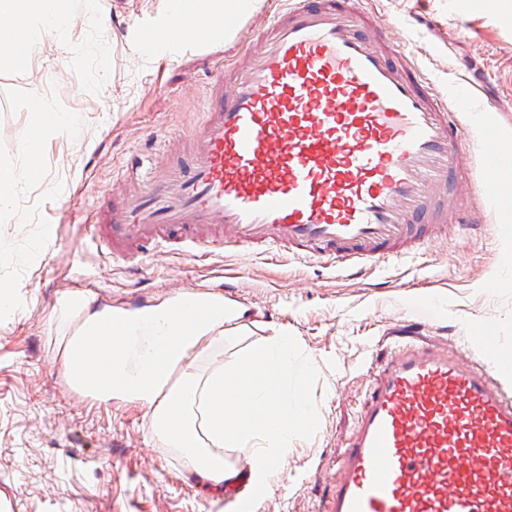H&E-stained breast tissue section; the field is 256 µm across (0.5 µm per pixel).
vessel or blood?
Instances as JSON below:
<instances>
[{"mask_svg":"<svg viewBox=\"0 0 512 512\" xmlns=\"http://www.w3.org/2000/svg\"><path fill=\"white\" fill-rule=\"evenodd\" d=\"M182 21L144 37L223 42L231 22ZM363 0H288L251 34L243 61L219 69L184 150L132 165L140 191L90 232L98 252L139 272L162 251L192 260L214 249L272 250L340 270L433 246L478 224L459 120L494 123L467 78L433 89L412 53ZM512 147L482 158L488 194ZM423 323L393 347L338 462L327 512H512V375L491 366L494 328L461 345L424 344ZM263 485L236 497L256 512Z\"/></svg>","mask_w":512,"mask_h":512,"instance_id":"obj_1","label":"vessel or blood"}]
</instances>
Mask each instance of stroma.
<instances>
[{
	"label": "stroma",
	"instance_id": "35a3bbf8",
	"mask_svg": "<svg viewBox=\"0 0 512 512\" xmlns=\"http://www.w3.org/2000/svg\"><path fill=\"white\" fill-rule=\"evenodd\" d=\"M366 0L386 22L404 26L409 47L438 89L464 69L495 108V133L512 140V17L486 0ZM68 22L34 30L27 72L0 62V168L36 164L9 215L0 220V287L15 296L0 311V512H229L226 494L200 486L180 454L138 404L99 401L66 378L67 342L81 326L59 306L75 286H93L95 307L135 298L165 305L172 282L192 278L217 288L231 274L245 300L228 328L223 359L232 365L250 344L288 335L309 370L302 396L312 427L298 435L259 512H324L335 491L338 450L356 424L383 361L392 321L432 304L426 338L459 343L493 326L512 356V221H505L483 180L474 185L485 222L460 247L447 241L357 273H336L288 256L216 252L202 261L146 258L141 274L99 256L86 232L115 204L133 155L151 134L186 132L200 118L212 75L240 59L236 31L221 45H145L167 0H66ZM194 73L193 84L183 77ZM72 116L77 132L56 127ZM41 123L43 150L30 160L19 132ZM72 197L70 208L59 205ZM52 227L40 239L43 227Z\"/></svg>",
	"mask_w": 512,
	"mask_h": 512
}]
</instances>
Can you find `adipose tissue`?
<instances>
[{
  "label": "adipose tissue",
  "mask_w": 512,
  "mask_h": 512,
  "mask_svg": "<svg viewBox=\"0 0 512 512\" xmlns=\"http://www.w3.org/2000/svg\"><path fill=\"white\" fill-rule=\"evenodd\" d=\"M2 12L13 14L18 25L0 33V58L20 71L28 70L32 56L30 21L49 35L68 20L61 0H0ZM60 312L84 317L67 344L70 382L97 399L145 408L156 431L209 487L223 488L235 476L224 458L228 448L247 450L251 480L271 484L274 461L312 424L307 403L288 400L289 385L300 388L307 379L292 370L288 337L255 344L232 372L196 368V360L223 345L225 322L238 317L233 310L194 302L177 318L156 309L119 330L112 327L111 308L90 309L81 296L66 298Z\"/></svg>",
  "instance_id": "ef3b65f1"
}]
</instances>
